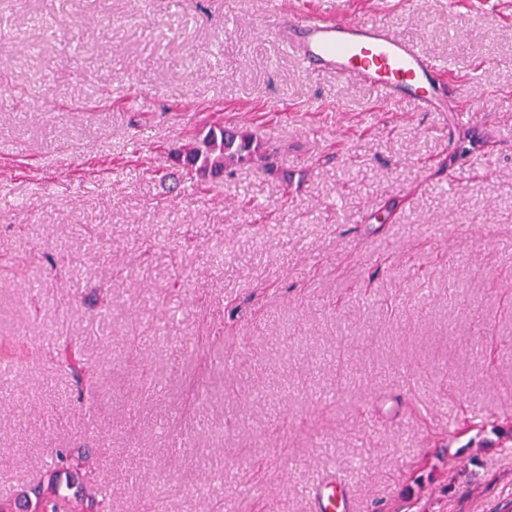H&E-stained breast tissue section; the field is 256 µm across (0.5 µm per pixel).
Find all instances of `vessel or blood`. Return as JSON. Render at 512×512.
Instances as JSON below:
<instances>
[{
    "mask_svg": "<svg viewBox=\"0 0 512 512\" xmlns=\"http://www.w3.org/2000/svg\"><path fill=\"white\" fill-rule=\"evenodd\" d=\"M274 33L318 74L361 82L385 101L411 100L420 112L448 109L439 91L450 76L447 63L385 26L344 16L325 19L298 8ZM342 482L336 471L321 470L307 493L311 512H350Z\"/></svg>",
    "mask_w": 512,
    "mask_h": 512,
    "instance_id": "b4317fda",
    "label": "vessel or blood"
}]
</instances>
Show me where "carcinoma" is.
Segmentation results:
<instances>
[{
    "label": "carcinoma",
    "instance_id": "obj_1",
    "mask_svg": "<svg viewBox=\"0 0 512 512\" xmlns=\"http://www.w3.org/2000/svg\"><path fill=\"white\" fill-rule=\"evenodd\" d=\"M277 149L258 140L241 127L213 126L200 133L191 146H178L171 156L189 179L201 183L224 178V171L232 166H250L265 173L274 169ZM58 366L79 376L83 366L79 352L65 341L56 354ZM54 468L81 470L82 459L67 450H59L53 457ZM79 506L78 512H104L103 501L97 494L86 492L76 497L68 494L57 476L46 483H39L31 493L23 494L10 504L0 503V512H70V506Z\"/></svg>",
    "mask_w": 512,
    "mask_h": 512
}]
</instances>
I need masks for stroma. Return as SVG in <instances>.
<instances>
[{"mask_svg": "<svg viewBox=\"0 0 512 512\" xmlns=\"http://www.w3.org/2000/svg\"><path fill=\"white\" fill-rule=\"evenodd\" d=\"M345 2L474 121L314 75L270 0H0V499L82 448L110 512H310L324 463L356 512H512V0ZM219 122L278 174L163 186ZM57 349L56 358L58 366L64 371L70 372L78 377L83 366L77 349L68 341H64Z\"/></svg>", "mask_w": 512, "mask_h": 512, "instance_id": "stroma-1", "label": "stroma"}]
</instances>
